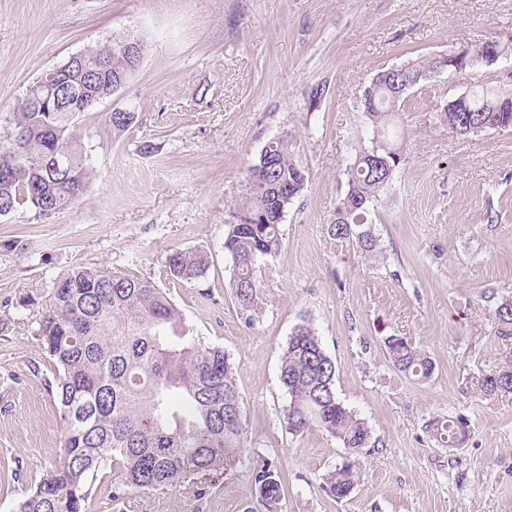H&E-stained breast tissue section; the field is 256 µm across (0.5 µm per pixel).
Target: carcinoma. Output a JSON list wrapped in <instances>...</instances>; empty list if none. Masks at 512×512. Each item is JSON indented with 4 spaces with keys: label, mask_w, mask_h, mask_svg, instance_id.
Returning <instances> with one entry per match:
<instances>
[{
    "label": "carcinoma",
    "mask_w": 512,
    "mask_h": 512,
    "mask_svg": "<svg viewBox=\"0 0 512 512\" xmlns=\"http://www.w3.org/2000/svg\"><path fill=\"white\" fill-rule=\"evenodd\" d=\"M129 36H114L110 77L132 76L136 60L124 50ZM448 58L409 62L380 71L364 91L363 114L372 147L355 157L348 189L330 225L332 235L354 239L366 253L378 240L356 231L379 192L402 160L400 148L386 139L402 96L427 79ZM440 119L461 136L512 128V91L478 85L461 110L440 112ZM0 156L39 170L25 185L0 177V217L21 208L49 218L81 198L94 172L75 132L72 112H33L27 99L0 118ZM62 157L67 169L46 166ZM308 176L294 158L288 136L270 139L247 173V192L237 220L225 225L224 253L232 265L230 286L246 319L259 317L261 260L281 248L279 226L288 207L304 191ZM208 257L200 250H176L168 258L170 275L186 283L203 277ZM501 331H512V301L495 309ZM65 430L63 454L13 512H87L100 493L121 503L135 491L188 486L203 494L214 472L234 467L243 435L240 395L224 350L188 335L170 297L154 282L107 269L77 268L64 276L53 303L37 321ZM389 361L400 372L428 378L430 358L400 336H388ZM336 366L316 332L299 325L289 338L280 366L288 394L284 422L292 433L320 428L351 454L367 447L366 423L336 394ZM486 397L512 394V370L475 377ZM432 437L454 448L468 436L464 417L430 423ZM112 472V481L103 472ZM358 463L348 458L324 478L326 492L348 497L357 486ZM255 494L266 512H278L284 476L264 462L252 471Z\"/></svg>",
    "instance_id": "cac0c4a2"
}]
</instances>
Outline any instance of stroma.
<instances>
[{
  "mask_svg": "<svg viewBox=\"0 0 512 512\" xmlns=\"http://www.w3.org/2000/svg\"><path fill=\"white\" fill-rule=\"evenodd\" d=\"M508 29L512 0H0V116L73 53L115 34L146 45L126 86L76 121L97 171L84 196L48 219L28 209L0 217V469L18 471L0 512L62 453L37 319L77 267L156 282L192 335L224 349L242 396L239 460L208 494L136 493L119 512H264L251 473L265 461L285 477L279 512H512V395L485 397L472 384L512 368V335L494 317L512 298V129L462 137L438 118L474 85L512 90V55L438 70L404 96L402 161L366 215L374 252L329 231L346 170L371 145L361 98L376 73ZM116 108L136 115L120 133L109 122ZM284 132L308 183L283 218L281 250L258 268L263 313L250 325L229 285L224 226L249 165ZM176 250L207 253L200 280L167 278ZM301 324L317 332L337 396L371 432L341 501L322 478L348 449L282 420L281 356ZM394 335L431 359L429 379L392 366L383 340ZM459 415L466 441L441 446L429 422Z\"/></svg>",
  "mask_w": 512,
  "mask_h": 512,
  "instance_id": "stroma-1",
  "label": "stroma"
}]
</instances>
